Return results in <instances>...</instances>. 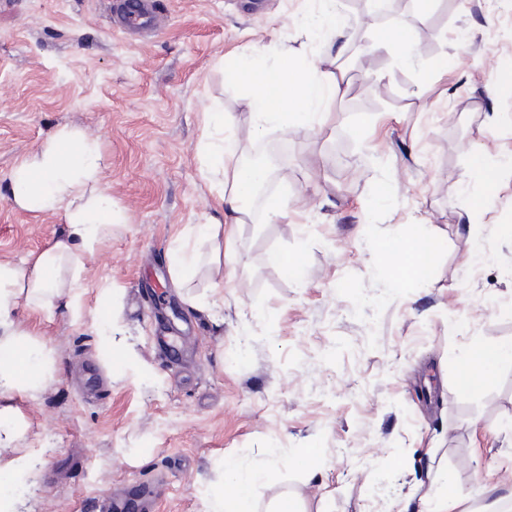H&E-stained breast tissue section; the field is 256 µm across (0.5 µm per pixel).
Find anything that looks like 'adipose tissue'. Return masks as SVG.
Instances as JSON below:
<instances>
[{
    "label": "adipose tissue",
    "instance_id": "1",
    "mask_svg": "<svg viewBox=\"0 0 512 512\" xmlns=\"http://www.w3.org/2000/svg\"><path fill=\"white\" fill-rule=\"evenodd\" d=\"M343 92L334 71L315 62L296 64L288 51H281L274 65L263 71L258 88L247 92L246 105L252 115L253 133L264 136L269 130L290 126L322 125L333 119L330 104ZM229 118L210 112L201 138V179L219 185L218 203L231 223H245L248 200L258 184L268 181L262 168L236 165L226 173L224 162L234 157L237 145L221 139ZM102 156L96 139L62 129L50 136L33 155L23 159L11 173L15 204L41 213L65 211L66 229L32 261L22 264L0 261V395L38 391L49 372L42 354L34 348L16 318L18 299H25L45 313H53L58 302L77 304L84 259L112 236L113 225L123 223V214L112 205L97 183ZM231 181L230 192H223L224 181ZM441 246L437 236L409 239L398 244L399 256L392 264V279H407L420 284L429 279L430 264ZM512 357V344L478 346L459 361V371L470 372L465 388L481 387L485 379L479 368L495 371ZM260 475L241 464L231 465L225 474L226 491L213 497L208 512H256L252 488ZM491 501L474 504L459 490L445 491L436 497L431 512H503L512 503V492L501 495L496 487H486Z\"/></svg>",
    "mask_w": 512,
    "mask_h": 512
}]
</instances>
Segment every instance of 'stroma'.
<instances>
[{
	"label": "stroma",
	"instance_id": "35a3bbf8",
	"mask_svg": "<svg viewBox=\"0 0 512 512\" xmlns=\"http://www.w3.org/2000/svg\"><path fill=\"white\" fill-rule=\"evenodd\" d=\"M113 0H0V261L22 262L61 234V212L17 206L10 175L64 128L97 139L99 188L126 215L86 257L80 308L18 303L51 379L0 397L21 434L0 462L33 453L9 491L16 512H82L161 483L153 512H205L226 464L261 472L257 512L285 496L303 512H416L446 478L482 502L512 491V360L475 390L457 382L472 347L512 343V0H435L415 30L416 67L384 51L338 60L352 90L309 129L253 135L232 82L237 56L297 61L309 0H155L159 28L113 29ZM354 41L394 40L390 19L342 0ZM232 117L239 155L277 158L283 217L228 224L221 271L200 261L183 285L170 251L188 225L223 219L201 180L204 115ZM483 149L491 182L473 173ZM441 236L428 286L389 284L384 242ZM484 252L474 258L471 245ZM298 254L293 275L268 261ZM114 293L116 339L150 370L135 383L93 316ZM318 451L315 468L300 449Z\"/></svg>",
	"mask_w": 512,
	"mask_h": 512
}]
</instances>
